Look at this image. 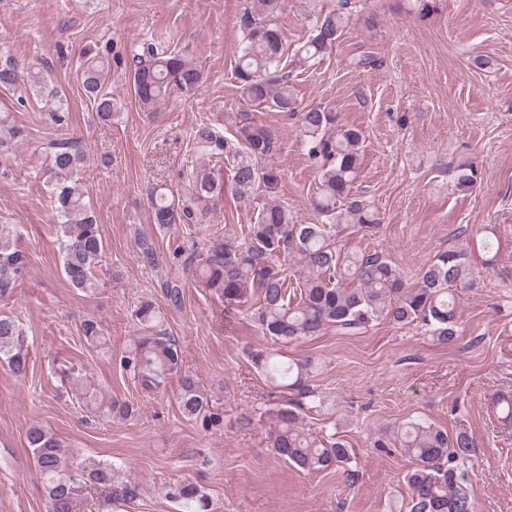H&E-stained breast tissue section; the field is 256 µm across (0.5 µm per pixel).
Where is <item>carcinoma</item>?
Returning <instances> with one entry per match:
<instances>
[{"label": "carcinoma", "instance_id": "obj_1", "mask_svg": "<svg viewBox=\"0 0 512 512\" xmlns=\"http://www.w3.org/2000/svg\"><path fill=\"white\" fill-rule=\"evenodd\" d=\"M341 9L319 15L306 40L288 50L284 34L251 13L244 17L246 40L240 48L234 78L241 96L260 108H274L295 120L300 143L318 173L313 209L324 217L322 224H300L288 208L269 201L243 237L224 226V233L206 240V246L190 238L173 251L175 260L199 288L213 291L226 302L248 304L255 300L250 320L272 341H286L320 335L329 328L343 335L364 332L378 320L395 325L420 323L442 344L458 336L457 286L468 281L470 265L465 254L448 250L434 259L406 284L402 270L386 256L373 254L341 255L337 252L330 227H369L379 223L369 201L351 192L358 169L362 134L359 128L339 123L328 106L299 108L287 76L281 74L282 61L291 53L295 66L331 53L349 21ZM134 65L132 86L142 110L150 111L170 92L193 94L203 83L202 70L181 52L160 50L146 42L134 43L130 50ZM104 63L94 57L83 63V94L96 108L99 119L112 117V93L101 82ZM26 83L38 94L57 99L46 120L58 136L48 143L49 178L46 186L53 199L57 236L60 241L63 274L72 287L84 292L96 288L95 270L105 257V245L95 208L86 199L78 171L85 154V141L71 131L69 107L55 87L48 88L39 71L0 68V84ZM21 130L0 118V162L7 158L11 141ZM238 150L231 180L236 190L248 194L259 190L267 196L276 193L280 172L263 160L274 151L270 130L256 123L238 131ZM195 149L221 157L226 149L224 135L207 124L194 133ZM478 182L477 169L470 166L457 176L462 191ZM224 187L207 173L192 177L190 189L181 197L169 198L165 188L148 190L153 223L166 228L171 224H199L207 213V202ZM479 243L482 263L495 266L499 248L490 226L483 227ZM17 230L0 225V297L9 294L27 266V256L18 248ZM140 325L133 341L127 366L147 392H154L181 371V348L174 338L159 328L161 313L150 303L135 311ZM25 331L18 320L0 314V362L9 365L17 377L27 372ZM252 361L277 387L297 391L306 398L312 394L308 380L315 361L280 359L274 351H260ZM88 409L108 420L133 415L132 405L118 397L84 388ZM179 407L187 417H198L209 407L206 394L193 378L181 379L177 394ZM512 394L496 392L491 407L497 419L512 426ZM269 446L275 454L300 470L312 473L339 467L350 459V449L341 440L329 441L303 424L297 408L288 404L268 410ZM394 439L416 467L405 475L407 498L399 512H476L475 500L464 484L459 465L476 454L478 444L465 432L448 433L426 422H408L386 428L377 445ZM41 479L47 512H91L93 489L107 491L123 483L121 472L94 462L75 463L65 455L56 436L41 424L26 431ZM170 495L179 501L181 512H207V497L194 484H180Z\"/></svg>", "mask_w": 512, "mask_h": 512}]
</instances>
